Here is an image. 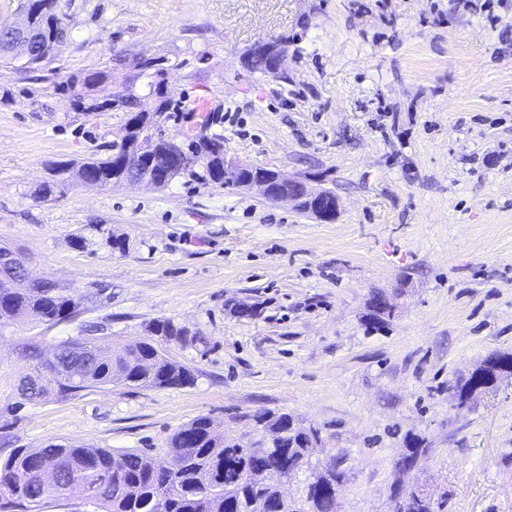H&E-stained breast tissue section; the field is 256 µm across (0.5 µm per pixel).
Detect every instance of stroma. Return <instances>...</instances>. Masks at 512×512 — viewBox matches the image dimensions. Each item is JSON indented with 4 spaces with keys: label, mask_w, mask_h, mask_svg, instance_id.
Listing matches in <instances>:
<instances>
[{
    "label": "stroma",
    "mask_w": 512,
    "mask_h": 512,
    "mask_svg": "<svg viewBox=\"0 0 512 512\" xmlns=\"http://www.w3.org/2000/svg\"><path fill=\"white\" fill-rule=\"evenodd\" d=\"M60 9L70 35L50 64L30 73L0 58V244L75 289L79 313L0 331V459L50 442L159 450L200 416L245 446L234 417L269 409L319 430V461L344 473L336 512H393L399 488L435 512H512V377L466 407L455 396L487 358L512 353V0ZM280 36L283 77L245 69L250 47ZM145 58L171 63L168 135L208 97L226 159L331 191L336 220L184 178L40 198L54 164L122 141L117 92L153 111ZM98 71L99 109H78V79ZM378 296L391 311L374 330ZM235 302L256 315H234ZM156 318L200 337L165 346L193 385L20 396L28 344L48 354L89 334L120 347Z\"/></svg>",
    "instance_id": "1"
}]
</instances>
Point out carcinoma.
Here are the masks:
<instances>
[{
    "label": "carcinoma",
    "mask_w": 512,
    "mask_h": 512,
    "mask_svg": "<svg viewBox=\"0 0 512 512\" xmlns=\"http://www.w3.org/2000/svg\"><path fill=\"white\" fill-rule=\"evenodd\" d=\"M27 24L45 43L64 40L68 25L58 0H19ZM140 75L148 78L149 92L158 93L156 79L163 62L147 58L138 62ZM114 102L127 109L126 136L103 156L80 162L66 161L51 168V178L38 192L45 197L61 193L71 184L74 172L89 171L103 185H119L136 179L125 167L127 155L138 153L142 168L167 172L164 184L189 178L203 185L224 184V135L186 140L183 149L198 157L191 169L170 165L172 152L163 130L171 100L164 97L152 112L137 110L133 91L125 89ZM79 306L71 288L41 279L33 285L21 282L5 288L0 281V328L25 314L46 324L70 318ZM147 337L118 353L108 349L95 355L75 376L44 374V364L34 365L24 384L25 399L36 401L51 393L76 396L91 388L113 386H189L195 375L184 365L170 360L162 343H193L188 330L171 319H154L145 326ZM254 430L272 434L268 448H244L225 437L220 425L200 416L176 430L167 442L169 466L162 468L145 449L114 452L107 448H85L50 443L42 448H24L0 460V509L18 507L21 512H39L51 499L69 497L73 484L93 487L91 512H336V491L342 472L336 464L318 467L312 463L318 430L303 426L286 412L259 409L242 416ZM294 460L311 471L313 480L292 501L281 498L278 484L266 479L264 469ZM63 470L53 484L40 474L56 465ZM393 512H434L433 503L421 493L402 496Z\"/></svg>",
    "instance_id": "cac0c4a2"
}]
</instances>
